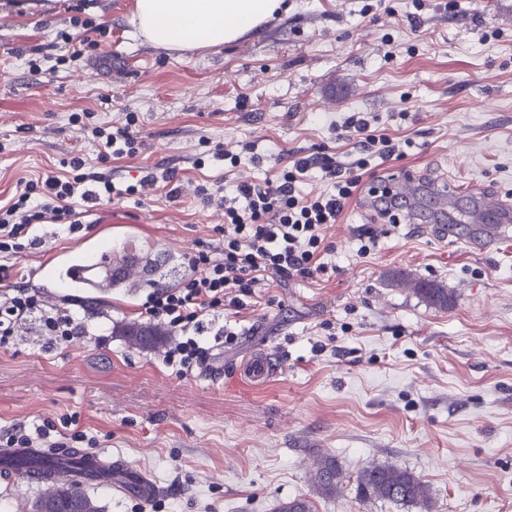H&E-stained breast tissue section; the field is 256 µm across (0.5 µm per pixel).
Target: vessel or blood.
I'll use <instances>...</instances> for the list:
<instances>
[{
    "label": "vessel or blood",
    "mask_w": 512,
    "mask_h": 512,
    "mask_svg": "<svg viewBox=\"0 0 512 512\" xmlns=\"http://www.w3.org/2000/svg\"><path fill=\"white\" fill-rule=\"evenodd\" d=\"M477 205L484 218L474 230L485 249L497 247L505 235L512 232V205L502 196L478 193ZM49 262L76 288L111 295L113 278L122 281L135 279L136 264L126 262L111 265L109 258L95 247L91 239H83L75 247L53 252ZM282 360L275 354L262 351L247 360L240 376L254 385H261L278 375ZM75 476L83 482L115 487L118 491L149 502L161 489L143 472L91 448H31L17 444L0 445V478L12 481L23 479L39 483L44 489H54L64 476Z\"/></svg>",
    "instance_id": "b4317fda"
}]
</instances>
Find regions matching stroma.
I'll return each instance as SVG.
<instances>
[{"mask_svg":"<svg viewBox=\"0 0 512 512\" xmlns=\"http://www.w3.org/2000/svg\"><path fill=\"white\" fill-rule=\"evenodd\" d=\"M135 2L0 0V206L19 182L67 175L75 153L102 164L116 188H138L109 203L75 200L81 234L39 226V246L15 259L0 291L114 215L118 243L173 244L178 281L186 255L224 224L198 186L274 180L308 156L353 164V115L404 149L371 156L382 178L407 169L512 197V0H287L257 34L183 51L134 36ZM79 3L107 33L96 58L69 67L57 34ZM74 112L115 128L135 114L136 154L100 162ZM149 174L157 183L142 185ZM370 188L363 182L327 231L331 273L256 289L239 312L207 318L210 378L164 364L177 332L159 328L148 348L119 335L147 325L150 289L89 302L44 283L50 302L85 300L76 314L87 333L50 348L27 324L0 350V435L74 413L77 447L107 450L166 490L146 504L86 486L103 512H275L298 496L314 512H421L360 503L356 477L373 465L418 476L431 512H512V238L482 250L466 221L469 195L455 201L456 239L426 233L442 218L424 192L402 198L389 223L361 211ZM365 226L377 243L361 256ZM419 280L447 288L448 307L419 298ZM264 345L285 367L254 386L237 368ZM316 449L342 471L335 496L312 487Z\"/></svg>","mask_w":512,"mask_h":512,"instance_id":"1","label":"stroma"}]
</instances>
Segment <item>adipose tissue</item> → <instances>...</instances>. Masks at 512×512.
Here are the masks:
<instances>
[{
    "mask_svg": "<svg viewBox=\"0 0 512 512\" xmlns=\"http://www.w3.org/2000/svg\"><path fill=\"white\" fill-rule=\"evenodd\" d=\"M285 0H136V34L173 50L231 44L259 32Z\"/></svg>",
    "mask_w": 512,
    "mask_h": 512,
    "instance_id": "obj_1",
    "label": "adipose tissue"
}]
</instances>
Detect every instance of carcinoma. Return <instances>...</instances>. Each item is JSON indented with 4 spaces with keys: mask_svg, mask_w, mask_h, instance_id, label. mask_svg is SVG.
I'll use <instances>...</instances> for the list:
<instances>
[{
    "mask_svg": "<svg viewBox=\"0 0 512 512\" xmlns=\"http://www.w3.org/2000/svg\"><path fill=\"white\" fill-rule=\"evenodd\" d=\"M145 251L148 256L146 262L149 263L152 274L147 285L151 288L166 286L164 275L160 274L159 260L149 259L153 244L146 243ZM415 291L433 305L444 308L448 306L446 288L422 282ZM123 335L129 337L135 344H146L155 332L148 327L134 325L124 329ZM315 464L317 493L322 496L336 494L341 482L336 460L330 456L318 455ZM356 492L362 502L384 500L392 503L422 504L427 501L426 487L417 476L407 469L394 466H369L362 469L356 477ZM36 505L35 512H102L95 499L65 479L61 480L53 491L41 495L36 500ZM275 512H313V504L307 497H296L279 503Z\"/></svg>",
    "mask_w": 512,
    "mask_h": 512,
    "instance_id": "1",
    "label": "carcinoma"
}]
</instances>
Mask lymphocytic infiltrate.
Here are the masks:
<instances>
[{
  "label": "lymphocytic infiltrate",
  "instance_id": "lymphocytic-infiltrate-1",
  "mask_svg": "<svg viewBox=\"0 0 512 512\" xmlns=\"http://www.w3.org/2000/svg\"><path fill=\"white\" fill-rule=\"evenodd\" d=\"M72 121L97 142L100 159L135 151L137 135L131 126H89L77 114ZM68 165L70 177L50 176L26 184L11 204L0 207L1 281L10 278L14 258L38 245L37 226L54 223L66 226L68 232H79L82 224L73 199L98 201L112 196L109 177L87 167L83 157L71 156ZM316 165L334 190L316 197L301 196L296 191L298 178ZM375 177L365 156L352 169L327 157H307L297 160L293 170L277 180L240 184L229 195L218 196L200 187L204 201H219L224 208L218 239L187 256V274L176 286L154 291L145 306L149 321L182 333L164 355L176 375L192 373L210 358L201 339L204 316L240 308L244 297L269 282L327 273L326 257L333 250L326 240L327 230L339 221L362 180ZM33 321L52 348L86 333L69 307L48 306L41 292L20 286L0 295V349L13 344L20 325Z\"/></svg>",
  "mask_w": 512,
  "mask_h": 512
}]
</instances>
